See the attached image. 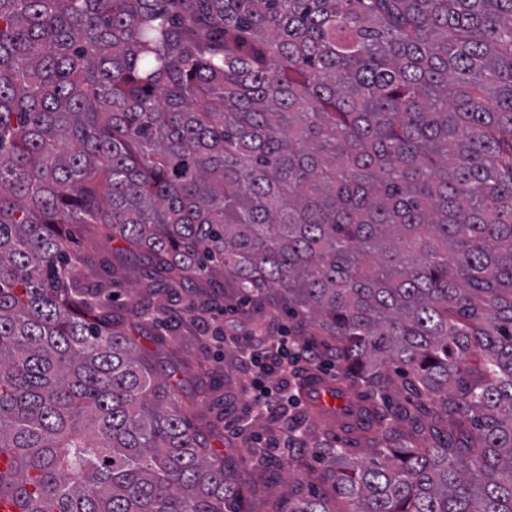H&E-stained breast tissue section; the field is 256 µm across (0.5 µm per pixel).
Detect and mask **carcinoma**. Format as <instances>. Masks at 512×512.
<instances>
[{
  "label": "carcinoma",
  "mask_w": 512,
  "mask_h": 512,
  "mask_svg": "<svg viewBox=\"0 0 512 512\" xmlns=\"http://www.w3.org/2000/svg\"><path fill=\"white\" fill-rule=\"evenodd\" d=\"M74 224L149 256L125 310ZM187 282L332 352L282 420L347 512H512V0H0V500L241 512L213 387L127 332Z\"/></svg>",
  "instance_id": "1"
}]
</instances>
